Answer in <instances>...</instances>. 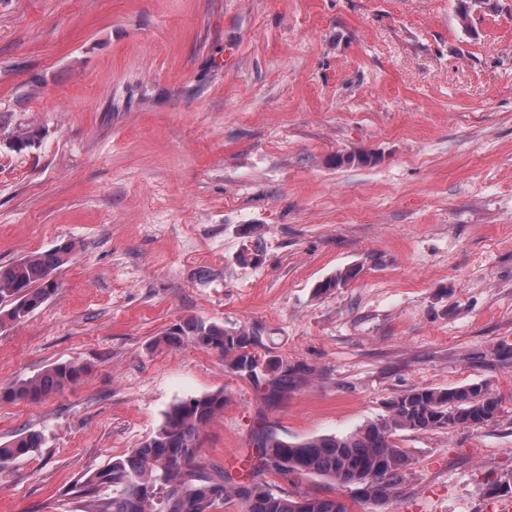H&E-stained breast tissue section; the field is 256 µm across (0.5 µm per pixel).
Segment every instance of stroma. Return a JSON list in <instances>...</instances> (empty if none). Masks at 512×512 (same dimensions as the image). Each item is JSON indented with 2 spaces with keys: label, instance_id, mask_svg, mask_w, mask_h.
<instances>
[{
  "label": "stroma",
  "instance_id": "obj_1",
  "mask_svg": "<svg viewBox=\"0 0 512 512\" xmlns=\"http://www.w3.org/2000/svg\"><path fill=\"white\" fill-rule=\"evenodd\" d=\"M70 243L0 328V386L88 371L0 402L1 444L44 436L0 512H84L76 482L181 399L223 391L200 456L236 476L263 433L344 436L472 384L497 416L398 432L397 498L352 512H512V0H0V265ZM190 318L255 329L302 380L271 400L219 352L151 349ZM87 372V366L78 362L56 363L37 375L0 387V402L26 401L39 403L77 384Z\"/></svg>",
  "mask_w": 512,
  "mask_h": 512
}]
</instances>
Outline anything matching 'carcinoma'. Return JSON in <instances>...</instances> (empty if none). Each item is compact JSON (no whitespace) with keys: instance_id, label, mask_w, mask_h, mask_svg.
<instances>
[{"instance_id":"1","label":"carcinoma","mask_w":512,"mask_h":512,"mask_svg":"<svg viewBox=\"0 0 512 512\" xmlns=\"http://www.w3.org/2000/svg\"><path fill=\"white\" fill-rule=\"evenodd\" d=\"M71 252L66 245L0 266V325L24 319L54 294L58 288L54 272L69 261ZM356 275L353 268L338 271L318 290L339 288ZM184 343L224 353L229 371L265 385L272 399L299 377V370L279 358H259L255 350L259 338L253 329H226L194 318L156 337L153 346ZM86 372L82 363H56L31 378L1 386L0 402L39 403L77 384ZM498 409V398L481 385L412 389L391 402L388 418L344 437L327 435L293 443L270 433L262 435L245 477L237 480L224 467L208 466L198 458L203 427L224 410V392L203 394L170 405L153 435L88 476L77 494L86 501L85 512H204L215 490L222 491V506L237 504L241 512H351L341 498L283 492L269 476L286 472L294 480L318 476L353 489L360 500L383 506L397 497L411 466L408 453L395 439L397 432L480 425L494 419ZM41 445L42 435L35 431L17 434L0 444V468ZM100 486L112 488V497L98 498Z\"/></svg>"}]
</instances>
